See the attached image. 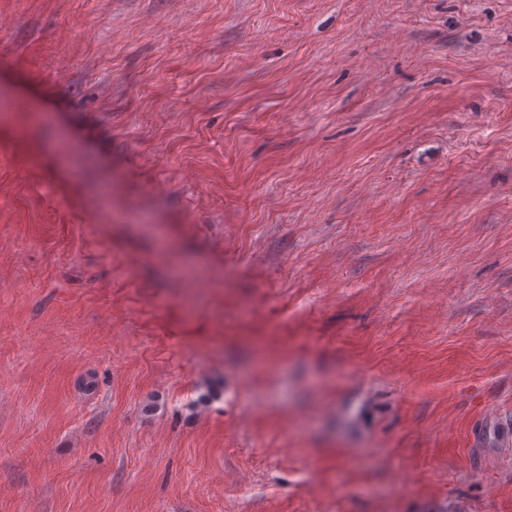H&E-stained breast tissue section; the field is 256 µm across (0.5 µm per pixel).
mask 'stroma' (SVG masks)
<instances>
[{
    "mask_svg": "<svg viewBox=\"0 0 512 512\" xmlns=\"http://www.w3.org/2000/svg\"><path fill=\"white\" fill-rule=\"evenodd\" d=\"M512 0H0V512H512ZM486 439L494 440L500 448L512 447V412L491 410L480 417L471 435L472 447L480 448Z\"/></svg>",
    "mask_w": 512,
    "mask_h": 512,
    "instance_id": "1",
    "label": "stroma"
}]
</instances>
